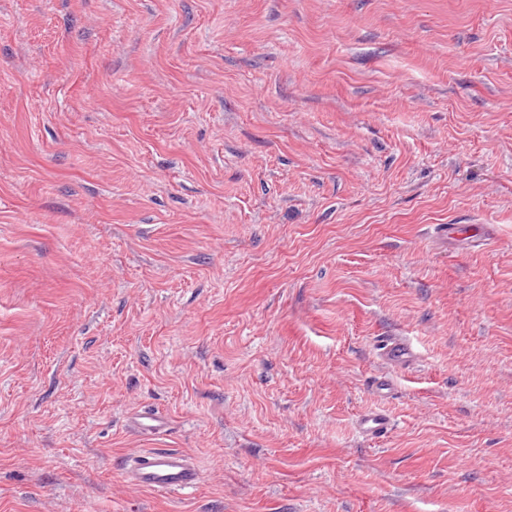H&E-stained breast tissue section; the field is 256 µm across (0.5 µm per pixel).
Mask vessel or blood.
<instances>
[{
  "label": "vessel or blood",
  "instance_id": "b4317fda",
  "mask_svg": "<svg viewBox=\"0 0 512 512\" xmlns=\"http://www.w3.org/2000/svg\"><path fill=\"white\" fill-rule=\"evenodd\" d=\"M387 365L404 368L415 359V352L403 339L384 338L380 351ZM360 434L370 438L386 436L391 420L386 413L371 409L357 423ZM126 481L136 487L154 491H186L196 488L201 473L191 457L178 450L146 448L131 455L123 467Z\"/></svg>",
  "mask_w": 512,
  "mask_h": 512
}]
</instances>
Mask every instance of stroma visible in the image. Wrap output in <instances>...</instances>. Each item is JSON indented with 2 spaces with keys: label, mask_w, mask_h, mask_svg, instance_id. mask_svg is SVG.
Segmentation results:
<instances>
[{
  "label": "stroma",
  "mask_w": 512,
  "mask_h": 512,
  "mask_svg": "<svg viewBox=\"0 0 512 512\" xmlns=\"http://www.w3.org/2000/svg\"><path fill=\"white\" fill-rule=\"evenodd\" d=\"M0 512H512V0H0ZM380 356L387 365L404 368L415 359V352L411 346L397 336H388L381 341ZM360 434L370 438L385 437L392 428L391 420L381 410L371 409L364 412L357 423ZM125 480L142 489L186 491L196 488L201 473L191 457L178 450L146 448L122 467Z\"/></svg>",
  "instance_id": "1"
}]
</instances>
